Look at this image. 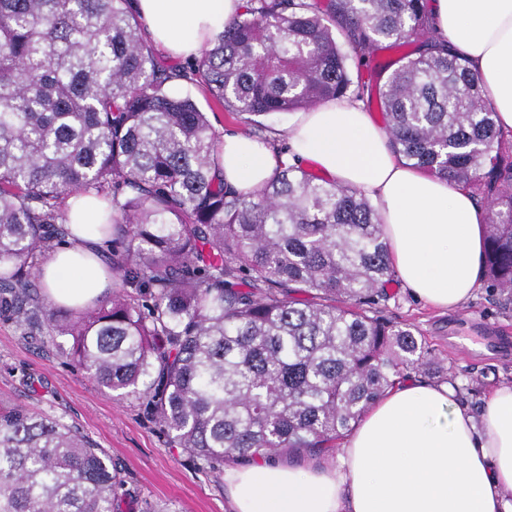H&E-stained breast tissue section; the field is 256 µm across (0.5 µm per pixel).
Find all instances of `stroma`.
I'll return each mask as SVG.
<instances>
[{"label":"stroma","instance_id":"35a3bbf8","mask_svg":"<svg viewBox=\"0 0 512 512\" xmlns=\"http://www.w3.org/2000/svg\"><path fill=\"white\" fill-rule=\"evenodd\" d=\"M338 44L351 75L382 85L398 67L400 51L383 48L361 65L346 39ZM173 92L189 93L207 113L216 135L246 133L243 117L226 112L201 86L179 82ZM381 314L420 330L446 376L459 389V403L481 413L493 390L512 384V302L478 286L461 308L442 313L425 306L399 281L387 287ZM0 404L25 406L78 427L124 468L127 508L171 506L174 512H229L223 469H199L145 409L143 400L119 399L101 392L46 336H25L15 322L0 316Z\"/></svg>","mask_w":512,"mask_h":512}]
</instances>
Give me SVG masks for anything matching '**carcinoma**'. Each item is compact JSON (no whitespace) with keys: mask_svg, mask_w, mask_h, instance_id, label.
<instances>
[{"mask_svg":"<svg viewBox=\"0 0 512 512\" xmlns=\"http://www.w3.org/2000/svg\"><path fill=\"white\" fill-rule=\"evenodd\" d=\"M131 0H0V314L70 342L97 386L146 402L202 469L334 448L410 374L444 372L409 324L373 315L395 277L361 190L298 167L240 193L176 81L250 124L368 87L362 52L421 41L379 89L392 146L490 204L483 278L512 296V146L479 77L433 35L428 0H246L189 68L168 67ZM109 199L120 289L74 313L35 283L65 202ZM121 465L77 429L0 408V512H122Z\"/></svg>","mask_w":512,"mask_h":512,"instance_id":"1","label":"carcinoma"}]
</instances>
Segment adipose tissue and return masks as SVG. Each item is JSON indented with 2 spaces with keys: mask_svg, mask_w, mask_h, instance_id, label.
I'll return each mask as SVG.
<instances>
[{
  "mask_svg": "<svg viewBox=\"0 0 512 512\" xmlns=\"http://www.w3.org/2000/svg\"><path fill=\"white\" fill-rule=\"evenodd\" d=\"M245 0H134L146 40L171 57H196ZM438 36L479 76L498 126L512 131V0H431ZM281 155L243 135L221 142L225 183L252 191L300 159L376 205L393 266L406 288L453 311L482 279L485 214L469 191L408 166L385 130L349 98L299 113ZM71 235L39 278L59 304L87 307L112 289L95 195L66 201ZM231 512H512V384L496 388L481 418L457 407L448 385L402 384L380 398L337 465L304 471L276 456L227 465Z\"/></svg>",
  "mask_w": 512,
  "mask_h": 512,
  "instance_id": "adipose-tissue-1",
  "label": "adipose tissue"
}]
</instances>
